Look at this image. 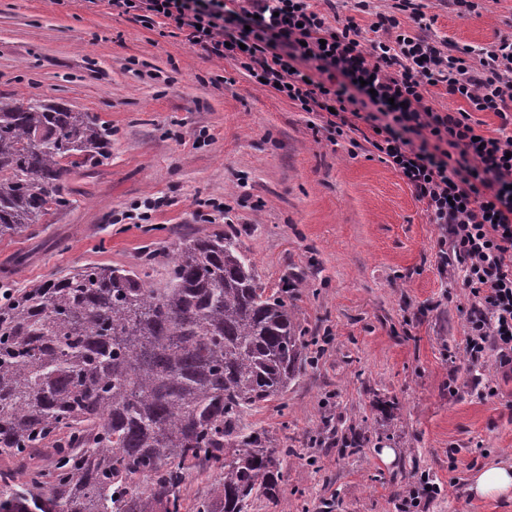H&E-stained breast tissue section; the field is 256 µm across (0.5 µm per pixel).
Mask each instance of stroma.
<instances>
[{
  "mask_svg": "<svg viewBox=\"0 0 512 512\" xmlns=\"http://www.w3.org/2000/svg\"><path fill=\"white\" fill-rule=\"evenodd\" d=\"M432 33L480 47L512 36V0L458 17L432 0ZM0 93L61 99L112 129L107 160L74 203L0 236V275L17 286L86 264L168 281L180 237L211 232L201 202L228 210L268 292L288 301L319 358L276 400L246 410L283 457L277 502L248 512H402L421 477L442 489L413 512H512V496L477 499L467 480L512 460V376L464 351L467 293L440 274V231L400 175L349 142L331 143L310 114L260 88L232 60L202 55L112 14L104 0H0ZM147 224L122 213L148 197ZM27 255L14 266L17 255ZM497 393L480 400L476 383ZM362 428L358 453L331 430ZM396 452L384 463L382 449Z\"/></svg>",
  "mask_w": 512,
  "mask_h": 512,
  "instance_id": "obj_1",
  "label": "stroma"
}]
</instances>
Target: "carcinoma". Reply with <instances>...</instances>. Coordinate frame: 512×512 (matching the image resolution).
Instances as JSON below:
<instances>
[{
    "mask_svg": "<svg viewBox=\"0 0 512 512\" xmlns=\"http://www.w3.org/2000/svg\"><path fill=\"white\" fill-rule=\"evenodd\" d=\"M111 127L65 102L0 96V236L41 223L109 155ZM238 241L187 237L156 288L87 264L0 304V512H247L280 457L242 413L281 396L308 344ZM220 474L188 508L196 474Z\"/></svg>",
    "mask_w": 512,
    "mask_h": 512,
    "instance_id": "carcinoma-1",
    "label": "carcinoma"
}]
</instances>
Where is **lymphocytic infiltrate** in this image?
<instances>
[{
	"mask_svg": "<svg viewBox=\"0 0 512 512\" xmlns=\"http://www.w3.org/2000/svg\"><path fill=\"white\" fill-rule=\"evenodd\" d=\"M324 2L107 0L147 29L235 61L316 115L330 141L367 123V150L412 188L440 230V271L458 273L468 291V356L512 371V135H484L475 118L512 116V38L478 48L434 39L426 0ZM438 86L464 108L434 111L426 97Z\"/></svg>",
	"mask_w": 512,
	"mask_h": 512,
	"instance_id": "obj_1",
	"label": "lymphocytic infiltrate"
}]
</instances>
